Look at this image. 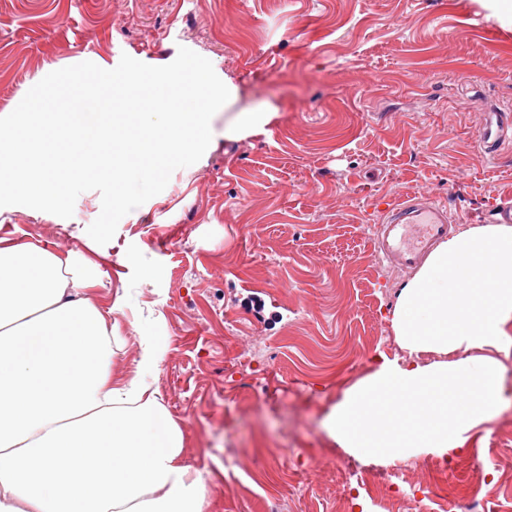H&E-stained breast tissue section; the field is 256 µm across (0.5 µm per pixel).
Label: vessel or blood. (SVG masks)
<instances>
[{"label": "vessel or blood", "mask_w": 512, "mask_h": 512, "mask_svg": "<svg viewBox=\"0 0 512 512\" xmlns=\"http://www.w3.org/2000/svg\"><path fill=\"white\" fill-rule=\"evenodd\" d=\"M490 157L512 148V116L493 114L479 135ZM455 226L446 203L414 194L388 203L375 227V254L380 261L407 270L420 266L425 255Z\"/></svg>", "instance_id": "1"}]
</instances>
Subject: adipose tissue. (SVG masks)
Returning <instances> with one entry per match:
<instances>
[{"label":"adipose tissue","mask_w":512,"mask_h":512,"mask_svg":"<svg viewBox=\"0 0 512 512\" xmlns=\"http://www.w3.org/2000/svg\"><path fill=\"white\" fill-rule=\"evenodd\" d=\"M87 267L0 239V512H206L203 476L182 463L184 433L148 372L113 379L112 330ZM409 358L381 362L328 416L354 454L463 452L498 406L512 357V225L439 245L403 288L392 320ZM435 352L440 361L423 363Z\"/></svg>","instance_id":"obj_1"}]
</instances>
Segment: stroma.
<instances>
[{
	"label": "stroma",
	"mask_w": 512,
	"mask_h": 512,
	"mask_svg": "<svg viewBox=\"0 0 512 512\" xmlns=\"http://www.w3.org/2000/svg\"><path fill=\"white\" fill-rule=\"evenodd\" d=\"M181 46L239 90L202 158L107 244L86 232L94 190L68 219L0 207V238L91 264L117 329L113 377L134 375L141 337L164 347L151 381L207 512H338L351 462L372 481L353 512H381L375 486L395 467L431 512H453L429 478L436 455L356 458L326 420L383 359L407 355L392 317L410 275L374 252L386 203L436 197L463 231L512 197V151L493 159L478 143L512 94V16L492 0H0V113L51 71L125 54L163 66ZM238 112L270 119L225 139ZM477 461L503 471L484 512H512V361L497 415L447 465L449 487L476 489Z\"/></svg>",
	"instance_id": "obj_1"
}]
</instances>
